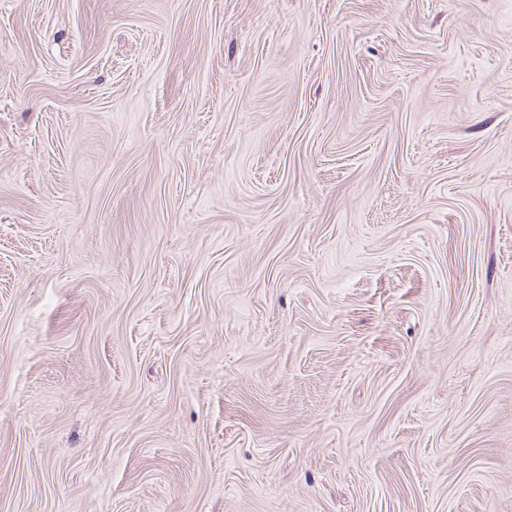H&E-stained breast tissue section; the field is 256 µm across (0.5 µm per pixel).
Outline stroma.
<instances>
[{
	"label": "stroma",
	"mask_w": 512,
	"mask_h": 512,
	"mask_svg": "<svg viewBox=\"0 0 512 512\" xmlns=\"http://www.w3.org/2000/svg\"><path fill=\"white\" fill-rule=\"evenodd\" d=\"M0 512H512V0H0Z\"/></svg>",
	"instance_id": "stroma-1"
}]
</instances>
